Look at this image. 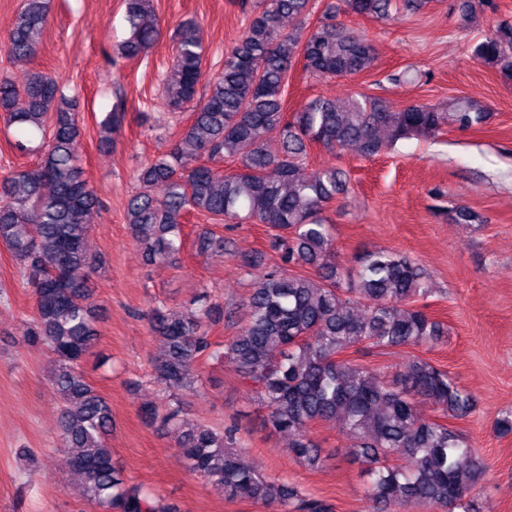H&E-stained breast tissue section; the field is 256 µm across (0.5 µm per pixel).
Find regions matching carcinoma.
<instances>
[{
	"instance_id": "1",
	"label": "carcinoma",
	"mask_w": 512,
	"mask_h": 512,
	"mask_svg": "<svg viewBox=\"0 0 512 512\" xmlns=\"http://www.w3.org/2000/svg\"><path fill=\"white\" fill-rule=\"evenodd\" d=\"M357 16L391 20L401 8L429 0H343ZM129 36L120 45L127 59L147 56L163 30L153 0H124ZM312 0H260V10L224 56V68L203 101L194 103L204 60L201 29L193 20L177 26L176 58L163 83L174 112L192 108L182 137L137 170L140 190L127 203L126 224L147 261H173L184 246L186 214L226 224H266L283 264L307 267L321 281L272 269L262 275L246 303L247 321L227 346L209 340L214 304L201 299L181 313L164 304L150 310L152 332L162 344L153 365L155 383L167 394L163 407L143 414L161 429L179 433L186 469L228 499L244 497L271 512H333L326 501L275 481L241 462L236 431L184 417L183 396L202 386L197 363L204 355L227 362L266 410L265 425L294 436L295 457L309 467L323 460L311 435L317 422L339 420L353 440L352 455L369 463L367 498L374 512H476L474 492L486 466L447 419L463 418L474 395L448 371L414 356L388 380L347 351L357 346L386 350L432 345L445 335L427 311L433 292L425 269L393 250L336 263V244L325 211L347 191V178L333 165L300 175L307 146L330 152L354 146L371 158L409 138H434L448 128L469 131L492 118L489 106L456 98L394 108L383 98L353 92L343 99L315 97L296 112L284 105L292 68L336 79L371 69L375 49L364 35L336 22L326 9L311 21ZM297 18L287 31L283 21ZM49 22V0H24L5 45L16 59L37 56ZM474 59L512 82V21H500L472 48ZM75 101L53 77L35 71L21 87L0 80V112L15 130L13 148L34 154L32 168L0 177V244L5 245L34 310L23 342L55 355L51 383L62 407L58 441L79 476L83 498L96 512H178L163 499L128 484L112 459L108 436L112 407L86 379L82 360L99 331L89 287L98 262L86 241L90 216L99 207L81 167V128ZM126 118L122 100L99 122L111 141ZM279 150L267 149L270 140ZM226 157L238 170L226 174L201 163ZM457 224H480L466 206L448 211ZM426 401L438 415L423 417Z\"/></svg>"
}]
</instances>
